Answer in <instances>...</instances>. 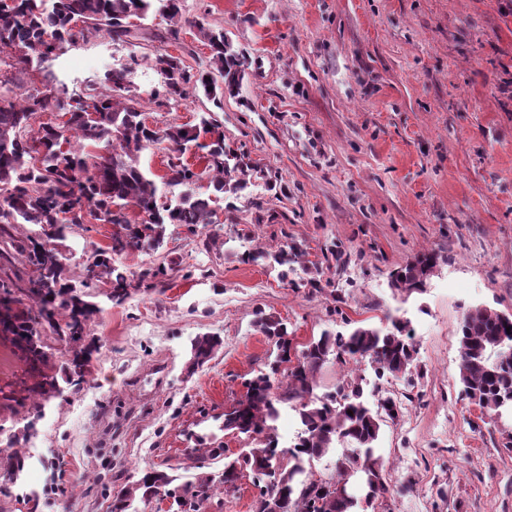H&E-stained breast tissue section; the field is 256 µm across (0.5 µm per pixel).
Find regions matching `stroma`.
Wrapping results in <instances>:
<instances>
[{"label":"stroma","instance_id":"35a3bbf8","mask_svg":"<svg viewBox=\"0 0 512 512\" xmlns=\"http://www.w3.org/2000/svg\"><path fill=\"white\" fill-rule=\"evenodd\" d=\"M184 15L223 28L240 53L241 90L222 107L200 91L176 105L149 98L156 50L205 69L209 51L187 27L166 45L97 35L52 66L70 84L141 57L133 82L147 124L212 113L252 171L215 224L171 225L162 248L119 256L134 274L164 267L155 288L117 304L97 283L88 380L47 405L25 446L41 458L28 480L38 512H112L113 488L145 466L195 480L188 454L200 442L236 456L246 438L218 416L273 357L253 325L259 309L287 322L297 350L326 330L407 318L412 378L363 372L365 398L412 397L378 448L388 483L410 478L413 490L376 512H512L502 425L458 382L464 308L512 314V0H185ZM111 239L108 224L74 228L70 277ZM286 241L304 251L292 288L244 257ZM425 248L443 260L424 293L403 298L390 275ZM313 279L322 292L306 289ZM204 334L224 346L194 369L191 342ZM34 382L25 348L0 335V449L32 412Z\"/></svg>","mask_w":512,"mask_h":512}]
</instances>
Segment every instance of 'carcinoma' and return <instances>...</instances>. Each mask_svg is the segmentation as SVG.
Wrapping results in <instances>:
<instances>
[{"mask_svg": "<svg viewBox=\"0 0 512 512\" xmlns=\"http://www.w3.org/2000/svg\"><path fill=\"white\" fill-rule=\"evenodd\" d=\"M158 14L176 24L183 17L182 0H0V233L7 236L28 279L27 297L35 313L12 306L9 290L0 294V326L5 331L35 337L30 352L39 356V402L23 426L27 441L37 431L42 410L62 395L54 365L43 350L34 325L42 323L71 343V358L63 370L67 381L86 380L94 347L89 325L99 312L90 298L93 285L111 284L109 299L125 300L133 289L128 272L114 265V257L144 246L163 243L167 225L176 224L195 233L213 223L214 205L226 194L247 188L249 165L224 146V132L212 113L204 112L194 125L151 128L142 118L141 96L132 76L139 59L111 68L103 76L68 87L50 69L69 49L91 35L104 33L114 44L138 37L139 28L128 20H146ZM196 36L209 49V69L194 70L167 52H156L154 67L160 75L166 102L185 99L191 89H202L216 107L224 95L238 94L242 74L239 54L232 49L224 30L205 19L194 20ZM67 117L62 124L42 120L45 114ZM120 133L113 142L112 133ZM166 141L170 145L163 184L186 186L162 198L154 178L139 163L140 153ZM111 146L105 155L93 153L100 144ZM67 148H62V145ZM199 152L210 175L211 191L204 195L189 188L197 174L183 161L189 149ZM148 215L130 220L127 210ZM108 217L118 231L117 247L96 249L87 258L81 280L68 275L63 251L67 229L88 224L97 214ZM32 224L37 230L15 238L8 225ZM261 255L282 267L281 281H288L284 266L303 252L298 245H282ZM441 256L433 249L417 253L392 274L391 285L404 297L425 292ZM385 328L358 326L346 333H322L300 352L292 346L288 323L259 310L254 326L277 349L270 371L243 382L245 392L224 409L222 427L252 438V446L224 462L219 481L200 476L196 482L176 483L165 471L148 468L140 477L112 494V512H137L136 500L151 498L171 502L169 512H200L214 490H237L242 471L255 476L258 494L253 512H365L388 492L384 459L376 442L384 418L402 413V401L386 393L371 407L363 399L361 363L369 362L379 377H405L415 368L416 348L409 321L386 316ZM512 320L488 306L476 305L463 314L459 336L461 393L472 404L497 419L512 417ZM215 335L196 337L191 343L192 365L201 366L222 347ZM346 373L336 391L316 394L319 375L330 358ZM289 403L299 417L296 443L278 446V405ZM342 447L336 473L329 478L311 471L314 460ZM198 467L221 458L223 448H195ZM26 455L7 449L4 472L16 480L25 467Z\"/></svg>", "mask_w": 512, "mask_h": 512, "instance_id": "1", "label": "carcinoma"}]
</instances>
